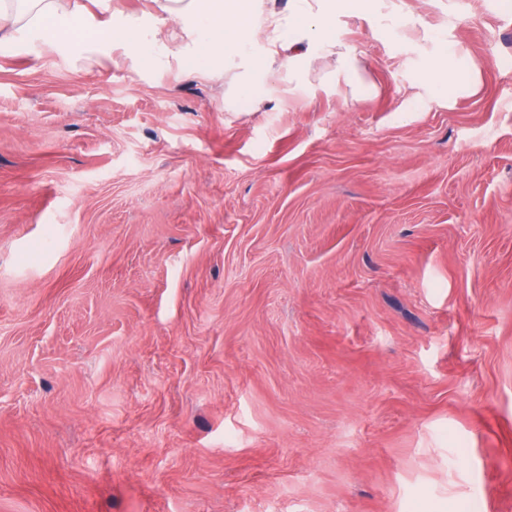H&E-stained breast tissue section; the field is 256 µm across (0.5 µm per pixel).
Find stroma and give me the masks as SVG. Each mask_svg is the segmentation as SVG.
I'll return each instance as SVG.
<instances>
[{
	"instance_id": "stroma-1",
	"label": "stroma",
	"mask_w": 512,
	"mask_h": 512,
	"mask_svg": "<svg viewBox=\"0 0 512 512\" xmlns=\"http://www.w3.org/2000/svg\"><path fill=\"white\" fill-rule=\"evenodd\" d=\"M328 33L364 95L0 55V512H512V0ZM458 76L457 67L448 56H441L429 63L421 75L422 81L434 92L447 91L449 86L455 85Z\"/></svg>"
}]
</instances>
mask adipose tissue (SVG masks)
I'll return each instance as SVG.
<instances>
[{"mask_svg":"<svg viewBox=\"0 0 512 512\" xmlns=\"http://www.w3.org/2000/svg\"><path fill=\"white\" fill-rule=\"evenodd\" d=\"M154 3L151 20L135 23L112 14L111 0H96L112 46L137 55L151 68L166 67L175 59L189 72L208 75L236 60L242 68L238 90L248 99L258 94L272 70L302 78L316 52L337 55L342 72L356 73L349 53L328 36L327 25L336 15L357 11L360 0H290L284 13L265 9L263 0ZM94 21L80 0H0V53L19 50L30 35L65 49V34L78 23L90 27ZM265 28L272 37L259 53L255 44Z\"/></svg>","mask_w":512,"mask_h":512,"instance_id":"1","label":"adipose tissue"}]
</instances>
